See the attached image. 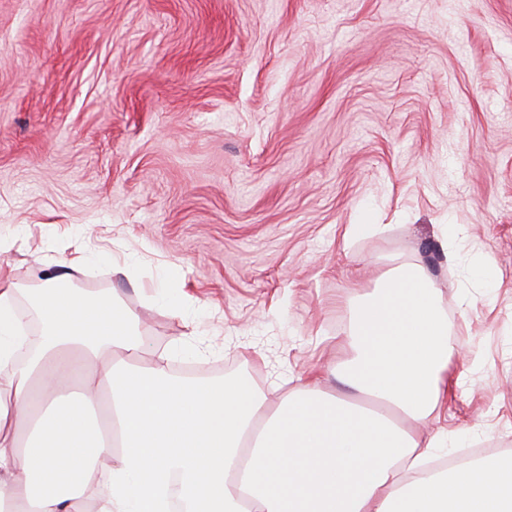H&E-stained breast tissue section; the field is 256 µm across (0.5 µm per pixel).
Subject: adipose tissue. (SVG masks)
<instances>
[{"mask_svg": "<svg viewBox=\"0 0 512 512\" xmlns=\"http://www.w3.org/2000/svg\"><path fill=\"white\" fill-rule=\"evenodd\" d=\"M0 279V512H512V456L431 473L447 445L454 324L423 266L357 294L332 373L378 402L328 393L323 373L271 397L244 376L188 382L145 344L117 294ZM40 324L27 330L28 315Z\"/></svg>", "mask_w": 512, "mask_h": 512, "instance_id": "ef3b65f1", "label": "adipose tissue"}]
</instances>
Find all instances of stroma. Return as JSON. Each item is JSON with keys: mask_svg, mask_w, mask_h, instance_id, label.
I'll return each mask as SVG.
<instances>
[{"mask_svg": "<svg viewBox=\"0 0 512 512\" xmlns=\"http://www.w3.org/2000/svg\"><path fill=\"white\" fill-rule=\"evenodd\" d=\"M86 235L72 287L265 392L341 363L353 287L421 264L477 354L440 416L466 446L434 454H512V0H0V275L38 287ZM124 252L181 265V314Z\"/></svg>", "mask_w": 512, "mask_h": 512, "instance_id": "35a3bbf8", "label": "stroma"}]
</instances>
